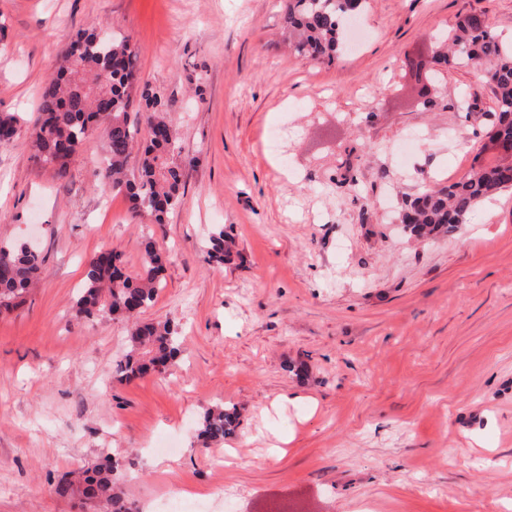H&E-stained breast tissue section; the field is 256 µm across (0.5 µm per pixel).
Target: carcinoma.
Instances as JSON below:
<instances>
[{"label":"carcinoma","mask_w":512,"mask_h":512,"mask_svg":"<svg viewBox=\"0 0 512 512\" xmlns=\"http://www.w3.org/2000/svg\"><path fill=\"white\" fill-rule=\"evenodd\" d=\"M366 4L367 0H283L282 40L302 57L331 63L347 50L344 34L349 21L361 16ZM136 60L135 47L125 38L87 31L71 40L43 87L32 148L40 162L64 178L82 142L94 128L104 126L108 149L105 163L94 171L96 186L103 193L125 191L133 216L147 213L162 224L182 203L183 172L174 161L182 145L170 121L168 100L143 91L149 107L141 121L130 120L138 89ZM470 61L487 66L485 80L495 97L488 141L504 153L473 166L463 179L427 189L405 204L401 223L419 239L455 233L480 201L512 189V45L499 39L487 17L469 15L429 60L408 65L432 76L436 66ZM19 124V117L1 115L0 141L15 139ZM136 147L141 156L138 174L131 179L127 163ZM204 253L209 262L230 260L232 242L225 238L224 226L209 234ZM41 262L39 252L23 243L0 242V314L23 302L38 281ZM166 262L167 256L149 239L143 266L134 277L124 272L119 254L112 250L95 254L86 264L82 287L72 302L76 319L108 316L132 322L129 350L116 365L121 381L161 374L179 364L183 338L178 328L168 321H138L155 301ZM235 426V412L212 405L202 415L197 440L205 449L221 445ZM123 480L119 463L105 455L90 467L62 476L55 494L64 499L80 496L98 504L101 512H132Z\"/></svg>","instance_id":"carcinoma-1"}]
</instances>
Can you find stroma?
<instances>
[{
  "label": "stroma",
  "mask_w": 512,
  "mask_h": 512,
  "mask_svg": "<svg viewBox=\"0 0 512 512\" xmlns=\"http://www.w3.org/2000/svg\"><path fill=\"white\" fill-rule=\"evenodd\" d=\"M280 0H0V113L34 117L67 43L129 37L140 85L173 103L180 207L133 218L92 171L97 128L66 178L38 164L31 126L0 143V240L44 259L0 316V512H95L54 493L119 459L137 512L185 489L239 490L236 512H512V190L451 238L420 243L404 200L465 176L492 87L443 69L429 101L407 63L470 14L512 43V0H368L354 52L311 63L278 37ZM236 242L206 262L211 228ZM153 236L169 255L149 321L185 343L178 368L126 383L123 321H76L86 262L128 275ZM236 409L229 455L196 440L204 409Z\"/></svg>",
  "instance_id": "stroma-1"
}]
</instances>
